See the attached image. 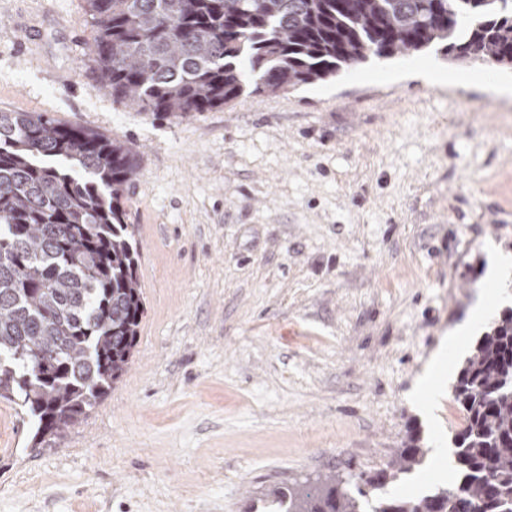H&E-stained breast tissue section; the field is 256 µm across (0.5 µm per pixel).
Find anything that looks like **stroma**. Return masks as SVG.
Here are the masks:
<instances>
[{
  "label": "stroma",
  "instance_id": "obj_1",
  "mask_svg": "<svg viewBox=\"0 0 512 512\" xmlns=\"http://www.w3.org/2000/svg\"><path fill=\"white\" fill-rule=\"evenodd\" d=\"M93 36L84 0H0V110L131 148L144 314L126 372L60 438L0 399V512H262L275 488L374 474L409 434L452 448L487 323L429 417L412 392L512 254V96L461 84L512 67L429 49L155 117L98 87Z\"/></svg>",
  "mask_w": 512,
  "mask_h": 512
}]
</instances>
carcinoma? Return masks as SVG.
Segmentation results:
<instances>
[{"label":"carcinoma","mask_w":512,"mask_h":512,"mask_svg":"<svg viewBox=\"0 0 512 512\" xmlns=\"http://www.w3.org/2000/svg\"><path fill=\"white\" fill-rule=\"evenodd\" d=\"M99 86L140 112L183 117L243 93L324 81L370 57L440 47L458 61L512 66L500 0H85ZM126 144L42 112L0 110V398L37 423L79 424L125 373L144 312ZM454 487L376 499L370 512H512V308L476 343L454 385ZM408 442L357 495L326 475L279 490L275 512H365L421 465Z\"/></svg>","instance_id":"obj_1"}]
</instances>
